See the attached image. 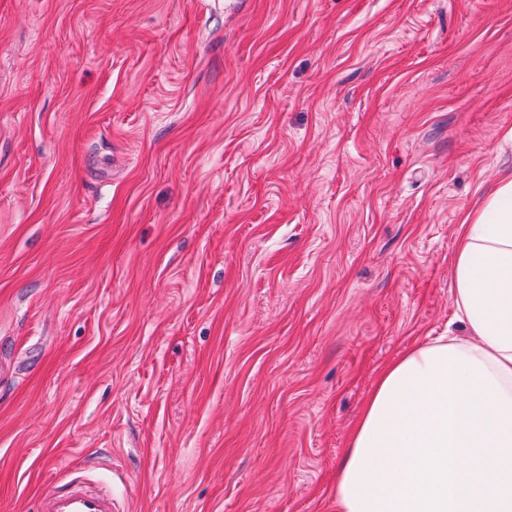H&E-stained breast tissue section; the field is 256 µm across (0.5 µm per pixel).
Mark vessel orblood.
I'll use <instances>...</instances> for the list:
<instances>
[{
	"instance_id": "1",
	"label": "vessel or blood",
	"mask_w": 512,
	"mask_h": 512,
	"mask_svg": "<svg viewBox=\"0 0 512 512\" xmlns=\"http://www.w3.org/2000/svg\"><path fill=\"white\" fill-rule=\"evenodd\" d=\"M38 512H115V503L110 491L91 487L76 473L42 495Z\"/></svg>"
}]
</instances>
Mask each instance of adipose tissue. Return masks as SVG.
<instances>
[{
	"instance_id": "1",
	"label": "adipose tissue",
	"mask_w": 512,
	"mask_h": 512,
	"mask_svg": "<svg viewBox=\"0 0 512 512\" xmlns=\"http://www.w3.org/2000/svg\"><path fill=\"white\" fill-rule=\"evenodd\" d=\"M467 338L382 372L336 472L335 512H512V178L459 226Z\"/></svg>"
}]
</instances>
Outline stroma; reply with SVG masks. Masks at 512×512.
<instances>
[{
    "label": "stroma",
    "mask_w": 512,
    "mask_h": 512,
    "mask_svg": "<svg viewBox=\"0 0 512 512\" xmlns=\"http://www.w3.org/2000/svg\"><path fill=\"white\" fill-rule=\"evenodd\" d=\"M511 131L512 0H0V512H331ZM112 493L91 487L80 473L51 486L39 503V512H114Z\"/></svg>",
    "instance_id": "35a3bbf8"
}]
</instances>
